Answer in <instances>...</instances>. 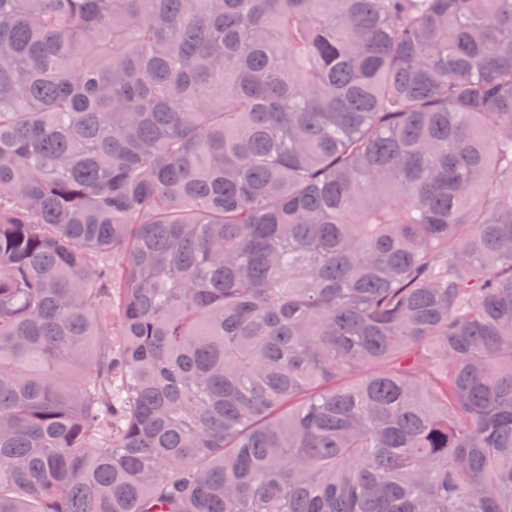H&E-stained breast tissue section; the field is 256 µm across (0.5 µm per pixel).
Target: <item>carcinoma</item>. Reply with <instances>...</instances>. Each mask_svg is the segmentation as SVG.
Masks as SVG:
<instances>
[{
  "mask_svg": "<svg viewBox=\"0 0 512 512\" xmlns=\"http://www.w3.org/2000/svg\"><path fill=\"white\" fill-rule=\"evenodd\" d=\"M0 512H512V0H0Z\"/></svg>",
  "mask_w": 512,
  "mask_h": 512,
  "instance_id": "carcinoma-1",
  "label": "carcinoma"
}]
</instances>
